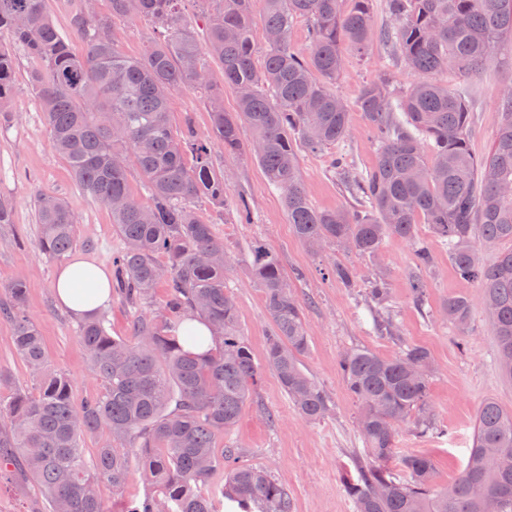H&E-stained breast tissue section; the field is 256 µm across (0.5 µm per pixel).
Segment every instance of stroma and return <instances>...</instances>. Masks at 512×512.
I'll return each mask as SVG.
<instances>
[{
    "label": "stroma",
    "instance_id": "1",
    "mask_svg": "<svg viewBox=\"0 0 512 512\" xmlns=\"http://www.w3.org/2000/svg\"><path fill=\"white\" fill-rule=\"evenodd\" d=\"M31 66L30 60L19 58L9 113L0 114V197L13 204L11 223L0 224V300L9 301L8 289L15 280L25 281V307L41 328L47 359L52 368L67 374L72 399L79 404L100 394L102 383L78 337L79 316L57 301L55 279L71 258L80 256L111 270L112 253L121 241L110 211L78 189L67 161L52 148L27 81ZM384 76L398 88L415 80L403 65L393 64L381 42H374L365 56L347 54L344 70L332 89L350 113L348 134L335 149L299 155L302 182L314 207L360 208L361 196L348 188L343 177L365 176L376 163L377 145L359 108V97L363 85ZM472 82L478 94L471 104V144L476 154L482 155L497 136L500 94L512 88V44L504 43L496 60L480 69ZM188 118L200 134L210 135V114L200 93L190 88L174 92L169 104L172 128H180ZM336 154L344 158L346 174L334 173L331 160ZM212 158L216 170L229 176L232 194L248 195L253 206L250 223L243 224L233 207L222 208L205 199L196 205L213 224L225 249L237 258L226 283L237 298L242 334L260 369L252 395L228 435L242 461L267 469L287 489L293 512H354L343 480L358 476L371 460L357 426V405L338 371V360L353 347L393 357L406 346L418 345L430 353L434 363L429 406L436 429L422 434L410 425L401 428L386 468L397 478L408 479L404 459L423 454L434 463V487L448 486L467 462L480 406L492 399L512 409V381L497 369L494 329L478 300V285L457 278L447 252L423 223L417 226L415 240L387 236L375 257L341 247L312 252L293 233L281 193L267 184L248 151L228 155L216 142ZM41 192L65 199L75 216V245L70 256L49 258L37 248L34 201ZM419 240L427 242L435 256L433 266L424 271L418 270L415 256ZM257 244L279 256L288 284L304 306L309 348L302 364L330 397L331 411L324 419L312 422L303 418L266 365L271 322L248 260ZM335 264L356 271L352 287H343L329 275ZM416 275L427 288L420 304L410 288ZM378 278L389 290L383 310L368 295L370 282ZM455 294L473 300L469 322L462 329L440 314L443 303ZM382 311L392 319L394 330L377 326ZM0 372L8 376L0 383L1 399H8L18 388L36 395L37 386L1 318Z\"/></svg>",
    "mask_w": 512,
    "mask_h": 512
}]
</instances>
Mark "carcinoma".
I'll return each mask as SVG.
<instances>
[{
    "label": "carcinoma",
    "mask_w": 512,
    "mask_h": 512,
    "mask_svg": "<svg viewBox=\"0 0 512 512\" xmlns=\"http://www.w3.org/2000/svg\"><path fill=\"white\" fill-rule=\"evenodd\" d=\"M184 0H110L108 16L71 12L68 29L51 17L46 0H0V112L8 110L20 51L34 67L28 82L36 95L52 147L65 157L79 189L112 214L122 246L112 256L116 288L131 304H144L166 284L157 315L138 314L130 336L108 332L104 312L78 324L103 392L76 405L69 378L48 364L38 324L24 310L26 286L10 287V341L36 378L39 395L18 389L0 403V478L14 469L39 487L50 512H110L101 489L121 492L130 461L149 493L122 512H220L228 498L241 512H291L286 488L264 468L240 461L232 443L216 450L219 433L238 421L259 368L239 330L235 295L224 279L232 259L214 227L196 210L205 197L224 204L229 179L216 173L211 141L186 121L175 131L169 94L183 86L205 92L212 131L224 152L242 149L247 125L253 157L267 183L282 192L288 224L309 247L348 240L356 252L379 255L385 236L412 240L416 224L430 226L456 276L481 288L492 320L500 374L512 380V249L490 264L475 241L512 242V92L500 102L493 149L474 153L470 143L473 87L467 79L493 61L487 45L512 41V0H387L392 24L381 42L417 76L407 89L386 78L366 85L360 109L377 139V162L351 182L368 203L352 212L319 210L299 172V149L313 153L341 142L349 112L331 84L342 70L344 50L362 56L372 37V0H261L268 50L254 59L252 7L256 0H196L205 19L204 38L185 23ZM132 15L163 29L139 58L121 54L112 24ZM309 22V55L288 44L294 19ZM77 37L85 45L78 55ZM224 69V84L238 95L237 111H224V89L211 78L208 58ZM453 70L462 83L434 79ZM193 166L186 165V155ZM146 177L148 200L138 199L128 163ZM38 249L50 258L74 246L75 218L53 194L35 198ZM165 255L168 265L156 256ZM251 273L272 323L266 363L288 398L308 420L330 410L322 387L301 366L308 350L303 305L291 293L276 254L254 246ZM466 295L448 297L442 313L463 326L470 318ZM191 317L205 321L215 342L205 354L185 348L178 328ZM338 370L359 410L364 446L376 465L347 478L344 489L355 512H512V410L495 400L481 406L467 463L449 488L432 486L434 464L426 456L404 460L402 481L379 463L393 453L401 426L434 430L428 404L431 375L426 349L412 345L397 356L365 347L343 354ZM107 429L115 443L87 457L85 438ZM224 467V486L208 485Z\"/></svg>",
    "instance_id": "cac0c4a2"
}]
</instances>
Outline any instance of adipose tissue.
Instances as JSON below:
<instances>
[{
    "mask_svg": "<svg viewBox=\"0 0 512 512\" xmlns=\"http://www.w3.org/2000/svg\"><path fill=\"white\" fill-rule=\"evenodd\" d=\"M55 289L62 305L80 315L97 309L110 298L107 274L83 259L75 260L61 270Z\"/></svg>",
    "mask_w": 512,
    "mask_h": 512,
    "instance_id": "1",
    "label": "adipose tissue"
}]
</instances>
